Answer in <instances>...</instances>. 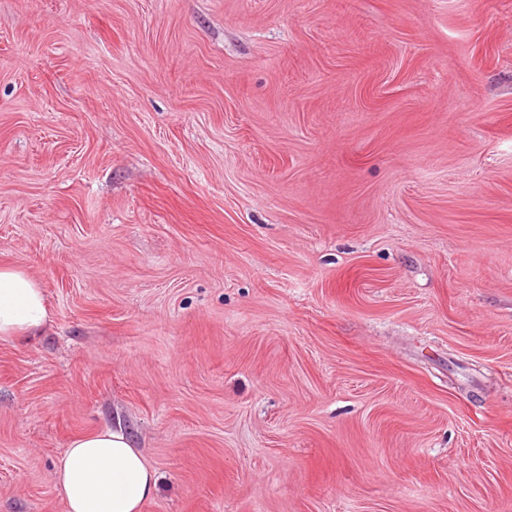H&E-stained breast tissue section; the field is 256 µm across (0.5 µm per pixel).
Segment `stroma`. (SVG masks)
<instances>
[{"label":"stroma","instance_id":"35a3bbf8","mask_svg":"<svg viewBox=\"0 0 512 512\" xmlns=\"http://www.w3.org/2000/svg\"><path fill=\"white\" fill-rule=\"evenodd\" d=\"M0 263V512H512V0H0ZM49 305L43 288L25 271L0 266V341H31L49 323ZM159 476L119 426L72 440L54 469L66 512H141L158 492Z\"/></svg>","mask_w":512,"mask_h":512}]
</instances>
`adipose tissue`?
I'll list each match as a JSON object with an SVG mask.
<instances>
[{
	"mask_svg": "<svg viewBox=\"0 0 512 512\" xmlns=\"http://www.w3.org/2000/svg\"><path fill=\"white\" fill-rule=\"evenodd\" d=\"M50 320L43 288L25 271L0 266V341H29ZM66 512H141L159 476L129 435L102 428L72 440L54 469Z\"/></svg>",
	"mask_w": 512,
	"mask_h": 512,
	"instance_id": "1",
	"label": "adipose tissue"
}]
</instances>
